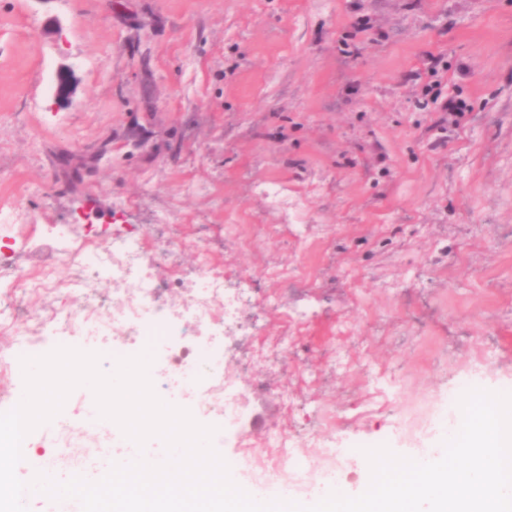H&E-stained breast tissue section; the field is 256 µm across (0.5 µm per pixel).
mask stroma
I'll use <instances>...</instances> for the list:
<instances>
[{"label":"stroma","instance_id":"stroma-1","mask_svg":"<svg viewBox=\"0 0 512 512\" xmlns=\"http://www.w3.org/2000/svg\"><path fill=\"white\" fill-rule=\"evenodd\" d=\"M1 206L101 246L169 217L161 276L223 225L228 281L272 295L243 310L268 364L228 370L252 463L282 433L315 464L321 416L405 454L404 399L512 393V0H0Z\"/></svg>","mask_w":512,"mask_h":512}]
</instances>
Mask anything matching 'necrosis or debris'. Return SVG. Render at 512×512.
<instances>
[{"instance_id":"1","label":"necrosis or debris","mask_w":512,"mask_h":512,"mask_svg":"<svg viewBox=\"0 0 512 512\" xmlns=\"http://www.w3.org/2000/svg\"><path fill=\"white\" fill-rule=\"evenodd\" d=\"M51 239L59 257L76 262L75 274L67 282H60L51 268L20 266L24 249L35 248L37 240L23 231L18 210L0 208V331L14 329L17 322L23 325L13 344L0 350V373H10L30 357L31 337L46 331L58 342L116 336L107 353L113 361L135 355L136 343L152 334L159 337L164 351L162 361L150 368L156 388L189 410L199 423L215 417L225 430L237 429L244 389L225 376L224 358L228 337L254 333L253 325L241 318L243 304L254 299L252 276L227 285L223 264L199 241L192 246L199 278L187 274L158 278L147 260L151 236L128 226L115 228L111 245L103 250L78 240L67 224L52 225ZM101 283L111 286V315H104L100 302L92 298L83 308L62 307L51 329H44L36 310L42 294L63 285ZM451 404V398L444 396L405 400L399 418L413 443L411 455L427 456L424 439L439 433L444 423L454 422ZM77 433L87 440L82 458L86 467L108 448H121L128 454L137 451L133 442L111 432L109 423L97 420L91 411L75 424L62 425L54 447H73ZM271 446L270 465L260 471L246 454L233 456L230 471L239 486L262 493L302 495L322 492L355 476V451L337 447L335 442L323 443L321 468L316 472L297 458L290 437L277 435Z\"/></svg>"}]
</instances>
